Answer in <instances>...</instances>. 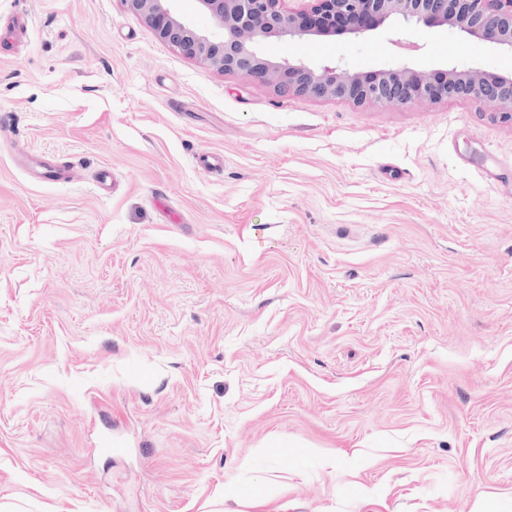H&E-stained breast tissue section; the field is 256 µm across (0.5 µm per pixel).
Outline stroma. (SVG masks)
Masks as SVG:
<instances>
[{"instance_id": "stroma-1", "label": "stroma", "mask_w": 512, "mask_h": 512, "mask_svg": "<svg viewBox=\"0 0 512 512\" xmlns=\"http://www.w3.org/2000/svg\"><path fill=\"white\" fill-rule=\"evenodd\" d=\"M17 15L0 512H512V124L476 100L282 96L121 0H0V26ZM263 51L512 73L397 22ZM13 140L73 180L29 179Z\"/></svg>"}]
</instances>
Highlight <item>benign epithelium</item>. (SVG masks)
<instances>
[{
	"instance_id": "7a95c632",
	"label": "benign epithelium",
	"mask_w": 512,
	"mask_h": 512,
	"mask_svg": "<svg viewBox=\"0 0 512 512\" xmlns=\"http://www.w3.org/2000/svg\"><path fill=\"white\" fill-rule=\"evenodd\" d=\"M152 26L157 37L189 58L224 74L262 81L280 94L317 99L406 105L417 100L475 98L512 121V75L452 67L441 78L407 65L365 78L337 65L313 67L303 60H273L262 51L270 38L303 40L328 32L360 35L396 21L448 27L470 40L512 51V0H316L310 9L288 0H196L214 20L200 29L176 15L172 0H121Z\"/></svg>"
}]
</instances>
